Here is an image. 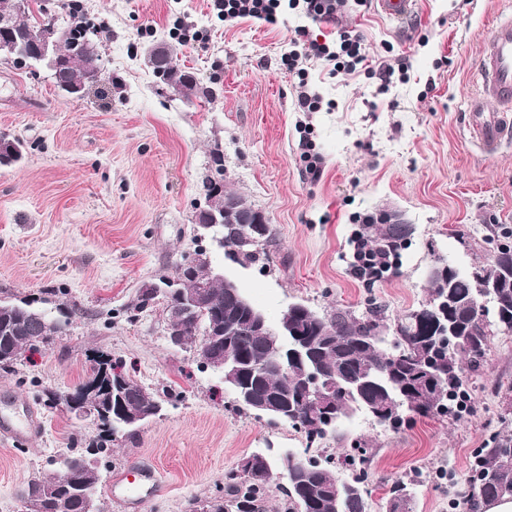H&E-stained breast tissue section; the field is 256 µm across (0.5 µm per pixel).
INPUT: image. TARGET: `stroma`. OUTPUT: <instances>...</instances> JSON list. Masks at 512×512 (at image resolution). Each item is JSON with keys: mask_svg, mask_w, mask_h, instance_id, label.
Masks as SVG:
<instances>
[{"mask_svg": "<svg viewBox=\"0 0 512 512\" xmlns=\"http://www.w3.org/2000/svg\"><path fill=\"white\" fill-rule=\"evenodd\" d=\"M417 2L400 25L371 0L345 15L370 65H406L384 90L367 71L333 74L310 62L318 112L298 111L297 79L283 64L299 17L230 26L210 0H81L101 33L102 80L78 101L45 67L0 59V133L23 144L21 160L0 167V297L75 312L62 333L0 369V407L24 398L41 422L24 445L0 441V512H26L22 487L55 471L69 450L96 443L89 420L43 400L82 382L97 351L163 403L98 456L106 484L132 462L157 469L162 489L138 512H189L223 494L225 473L263 448L339 457L359 444L370 458L372 512H382L394 480L408 478L417 482L413 512H453L473 455L501 429L512 400L504 389L512 333L493 336L483 367L469 374L471 410L461 417L415 416L392 429L359 413L311 443L287 423L238 410L221 378L170 342L162 306L137 318L131 310L144 282L175 276L202 249L271 325L298 301L322 314L378 307L391 319L425 301L432 253L468 270L512 241V143L484 154L464 123L504 0ZM184 25L205 44L182 42ZM163 42L177 45L179 65L209 97L180 98L154 77L147 51ZM307 139L323 159L315 181L302 159ZM217 154L225 189L275 231L267 259L245 267L194 231ZM382 213L401 215L412 233L397 264L367 281L352 271L354 241L370 234L365 216Z\"/></svg>", "mask_w": 512, "mask_h": 512, "instance_id": "35a3bbf8", "label": "stroma"}]
</instances>
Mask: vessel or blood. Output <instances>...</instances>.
<instances>
[{"mask_svg":"<svg viewBox=\"0 0 512 512\" xmlns=\"http://www.w3.org/2000/svg\"><path fill=\"white\" fill-rule=\"evenodd\" d=\"M375 10L394 22H402L415 7L414 0H373ZM480 90L467 106L466 125L480 149L497 152L512 140V10L501 12L482 44L478 64ZM36 418L0 412V439L18 444L38 433ZM161 480L149 466L130 464L111 481L112 497L133 512L140 504L139 489L158 492Z\"/></svg>","mask_w":512,"mask_h":512,"instance_id":"b4317fda","label":"vessel or blood"}]
</instances>
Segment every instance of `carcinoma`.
Wrapping results in <instances>:
<instances>
[{"label":"carcinoma","instance_id":"obj_1","mask_svg":"<svg viewBox=\"0 0 512 512\" xmlns=\"http://www.w3.org/2000/svg\"><path fill=\"white\" fill-rule=\"evenodd\" d=\"M42 20L33 22L31 8L19 13L16 0H0V19L8 18L12 28L0 29V39L16 43L12 58L35 61L36 46L24 32L28 28L55 27L56 20L44 8H38ZM89 24L73 22L65 33L64 52L68 66L62 71L67 84L88 90L101 80L97 51L73 52L75 47L94 45ZM169 63L163 67L151 65L154 75L173 88L175 94L187 100L208 97L209 91L200 87L195 74L176 62V47H165ZM207 209L224 215V196L233 199L239 194L224 192L207 179ZM370 239V248L378 252H393L411 234L409 224H388L380 216ZM213 237L224 238L220 248L231 261L245 258L259 260L266 255L264 246L275 236L272 225H266L262 242L241 254L233 234V225L218 224ZM212 266L209 257L196 263L179 265L176 279L181 288L190 292L196 282L208 280ZM432 266L444 273L428 280L429 298L394 321L385 323L384 312L374 309L367 315L356 316L338 309L313 316L307 306L296 303L282 313L279 324L288 326L291 339L301 347V358L288 361V373L261 374L255 366L273 356L286 357V351L276 336H266L254 326L252 303L237 287L219 280L210 281L209 303L217 309L222 322L234 327L223 336L217 335V322L210 312H196L184 328V345L191 346L199 359H204L203 343L231 348L241 357L238 386L249 390L257 403L286 405L295 416L291 424L306 433L310 441L324 440L334 431L336 423L358 410L371 412L376 407L390 412L382 425H396L403 415L429 417L456 412L464 407L468 396L465 370L476 371L485 361L489 348L488 326L495 325L504 333L512 332V245L497 249L491 261L461 272L443 258L433 256ZM508 273L499 288L495 305L488 308L479 298L485 279L497 273ZM72 312L64 307L57 314L33 306L28 299H0V369L14 367L23 353L49 341L70 323ZM90 373L73 393L82 395L102 408L112 402L111 381L119 378L113 372L107 354L98 352L90 357ZM315 372L323 381L322 390L332 406L330 418L315 422L308 418L302 404L304 374ZM123 391L125 416L101 422L99 437L108 438L115 430L133 433L136 426L130 420L151 414L157 397L147 398L139 393L141 385L126 377ZM366 449H355L349 463L351 478L342 479L328 458L305 457L306 466L288 473L284 512H369L364 488L365 470L362 459ZM268 477L254 480L245 476H227L226 494L206 501L209 512H264L274 476L280 474V460L266 457ZM100 474L97 466L81 467L72 472L65 466L39 480L37 487L27 484L20 496L26 512H74L81 499L97 495ZM414 480L398 479L390 485L385 499V512H403L399 503L404 496H413ZM512 499V428L494 433L486 446L479 450L474 461L470 485L460 502L465 512H478L484 504Z\"/></svg>","mask_w":512,"mask_h":512}]
</instances>
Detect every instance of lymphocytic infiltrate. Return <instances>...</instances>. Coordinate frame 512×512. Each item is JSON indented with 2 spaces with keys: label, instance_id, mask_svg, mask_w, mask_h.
Returning a JSON list of instances; mask_svg holds the SVG:
<instances>
[{
  "label": "lymphocytic infiltrate",
  "instance_id": "f902f5d3",
  "mask_svg": "<svg viewBox=\"0 0 512 512\" xmlns=\"http://www.w3.org/2000/svg\"><path fill=\"white\" fill-rule=\"evenodd\" d=\"M349 2L350 0H212L211 8L228 23L241 18H253L274 25L289 10L308 19V26L295 28L290 39L292 48L284 62L289 71L298 78V110L317 112L322 107V98L309 85L306 62L314 59L332 66L334 70L352 72L367 60L361 35L340 25L349 9ZM313 23L335 25V36H313L309 30Z\"/></svg>",
  "mask_w": 512,
  "mask_h": 512
}]
</instances>
